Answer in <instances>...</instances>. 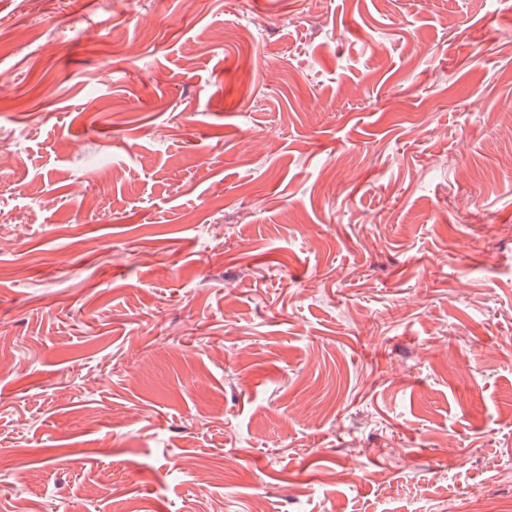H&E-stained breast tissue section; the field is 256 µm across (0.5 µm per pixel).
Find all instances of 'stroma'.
Here are the masks:
<instances>
[{"instance_id":"35a3bbf8","label":"stroma","mask_w":512,"mask_h":512,"mask_svg":"<svg viewBox=\"0 0 512 512\" xmlns=\"http://www.w3.org/2000/svg\"><path fill=\"white\" fill-rule=\"evenodd\" d=\"M1 31L0 512L512 503V0Z\"/></svg>"}]
</instances>
